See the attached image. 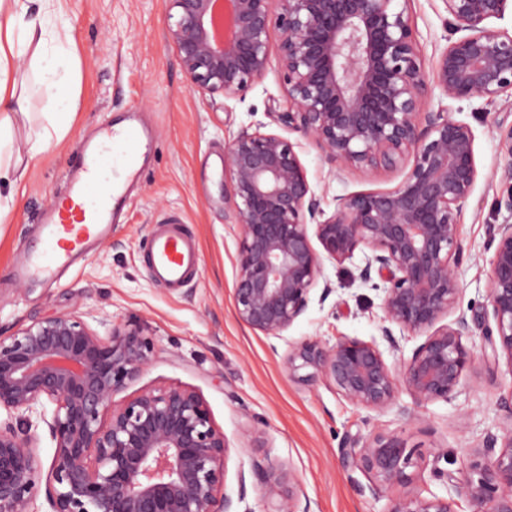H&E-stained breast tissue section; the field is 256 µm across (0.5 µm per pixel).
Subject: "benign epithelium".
Segmentation results:
<instances>
[{
	"label": "benign epithelium",
	"mask_w": 512,
	"mask_h": 512,
	"mask_svg": "<svg viewBox=\"0 0 512 512\" xmlns=\"http://www.w3.org/2000/svg\"><path fill=\"white\" fill-rule=\"evenodd\" d=\"M409 0H167L168 40L190 90L236 96L260 78L277 52L289 110L274 121L311 139L331 163L370 173L407 162L394 188L338 199L322 221L320 201L294 145L265 125L246 127L224 153V195L239 249L237 319L278 335L306 310L321 270L308 223L326 256L364 253L359 277L377 275L384 321L426 335L412 356L389 364L374 343L341 337L307 342L288 356L303 382L321 376L356 407L383 412L404 388L419 402L448 400L464 375L498 361L512 364V224L499 226L490 260L487 304L468 318L440 321L457 304L463 260L458 214L478 177L475 135L450 107L433 109L431 92L450 101L489 102L512 91V33L491 21L512 0H444L447 45L426 66ZM509 144L498 205L512 213V123H498ZM483 330L481 352L466 346ZM154 346L135 321L99 335L71 312L39 318L0 336V512H32L40 480L31 416L53 406L49 470L52 512H235L224 492L228 444L203 396L183 385L147 387L120 403L151 362ZM304 368L313 372L297 375ZM415 451L396 433L354 439L345 467L373 480V491L401 488L389 512H512V422L486 441L473 462L477 478L447 496L408 490ZM276 512H299L293 477L262 473Z\"/></svg>",
	"instance_id": "1"
}]
</instances>
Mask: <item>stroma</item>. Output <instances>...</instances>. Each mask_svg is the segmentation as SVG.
Returning <instances> with one entry per match:
<instances>
[{
	"label": "stroma",
	"instance_id": "stroma-1",
	"mask_svg": "<svg viewBox=\"0 0 512 512\" xmlns=\"http://www.w3.org/2000/svg\"><path fill=\"white\" fill-rule=\"evenodd\" d=\"M64 8L74 53L67 87L78 94L79 108L63 141L31 161L9 219L0 223V333L63 312L82 316L102 335L109 323L137 321L154 343V358L125 396L170 384L202 394L228 443L224 490L237 498L239 512H275L259 472L280 465L296 475L301 512H388L394 491L372 492L371 478L342 461L348 440L377 431L398 433L425 458L414 473V491L444 496L450 484L463 482L474 450L512 422L505 406L512 399L507 359L466 373L451 400L419 403L402 389L382 413L352 405L326 379L304 383L289 376L288 356L304 342L357 338L378 345L391 364L409 359L423 343V336L409 335L400 338L399 350L390 349L381 293L360 281L358 256L323 261L306 311L279 336L251 330L234 313L239 240L224 199V148L242 128L262 123L294 144L328 216L339 198L394 188L407 166L368 176L334 165L313 141L276 123L273 113L288 109L278 56L243 95L190 90L166 37L165 0H65ZM408 8L422 52L433 58L447 44L445 4L410 0ZM16 80L28 112L14 127L20 140L28 128L45 124L56 90L40 82L26 57ZM460 107L459 120L476 136L478 167L458 219L464 256L455 311L469 315L487 302L494 236L508 216L496 207L505 189L500 167L507 149L497 122L512 114V95ZM134 113L152 127L154 142L109 238L53 279L14 281L17 263L40 247L41 212L65 195L78 142L97 134L103 121ZM172 212L182 214L201 255L199 272L177 294L155 281L145 263L155 224ZM438 467L445 477L435 475Z\"/></svg>",
	"mask_w": 512,
	"mask_h": 512
}]
</instances>
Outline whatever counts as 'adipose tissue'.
I'll return each instance as SVG.
<instances>
[{"mask_svg":"<svg viewBox=\"0 0 512 512\" xmlns=\"http://www.w3.org/2000/svg\"><path fill=\"white\" fill-rule=\"evenodd\" d=\"M31 0H0V180L7 181V193H0V222H6L15 204L17 186L24 171V159H35L55 144L67 131V121L75 114L78 101L66 88L61 76L71 57L64 44L47 48L48 27L52 16L61 12V0H43V11L30 14ZM32 49V61L44 81L56 90L57 110L46 125L28 134L25 143H17L12 128L24 115L22 99L16 94L14 69L25 49Z\"/></svg>","mask_w":512,"mask_h":512,"instance_id":"ef3b65f1","label":"adipose tissue"}]
</instances>
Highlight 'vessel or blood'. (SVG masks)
Here are the masks:
<instances>
[{
  "instance_id": "vessel-or-blood-1",
  "label": "vessel or blood",
  "mask_w": 512,
  "mask_h": 512,
  "mask_svg": "<svg viewBox=\"0 0 512 512\" xmlns=\"http://www.w3.org/2000/svg\"><path fill=\"white\" fill-rule=\"evenodd\" d=\"M152 143L151 131L136 123L106 127L99 138L80 142L70 192L49 207L41 222L44 251L25 258L19 279L50 276L55 267L83 254L89 243L109 236L115 211L125 205L124 190L139 177L140 157ZM146 258L155 279L174 291L200 267L196 242L175 216L158 223Z\"/></svg>"
}]
</instances>
